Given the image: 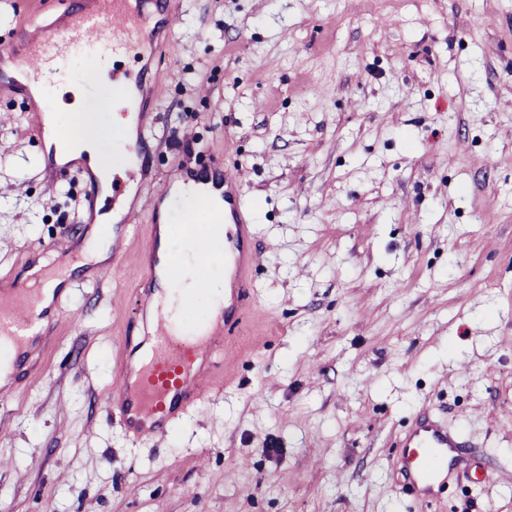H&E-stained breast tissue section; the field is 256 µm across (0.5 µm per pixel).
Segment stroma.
Listing matches in <instances>:
<instances>
[{
	"label": "stroma",
	"instance_id": "obj_1",
	"mask_svg": "<svg viewBox=\"0 0 512 512\" xmlns=\"http://www.w3.org/2000/svg\"><path fill=\"white\" fill-rule=\"evenodd\" d=\"M73 0H0V48ZM152 183L117 262L70 278L0 400V512H512V0H174ZM30 102L0 91V279L89 232ZM238 170L262 262L224 386L133 441L107 395L156 182ZM426 407L498 480L427 508L397 443Z\"/></svg>",
	"mask_w": 512,
	"mask_h": 512
}]
</instances>
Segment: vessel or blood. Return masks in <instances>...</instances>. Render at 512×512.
Wrapping results in <instances>:
<instances>
[{
  "label": "vessel or blood",
  "mask_w": 512,
  "mask_h": 512,
  "mask_svg": "<svg viewBox=\"0 0 512 512\" xmlns=\"http://www.w3.org/2000/svg\"><path fill=\"white\" fill-rule=\"evenodd\" d=\"M175 19L171 0H78L77 9L63 10L38 30L19 32L14 44L0 49V84L31 94L76 47L97 50L96 67L108 58L141 60L157 40L172 36ZM94 94L104 113L111 112L113 97L137 102L136 128L141 131L160 88L149 84L145 71L116 68ZM210 176L224 188V236L212 247L224 254L230 293L218 313H205L192 323L173 313L159 315L160 233L152 231L140 266L132 272L140 340L125 346L111 396L124 431L136 441L165 435L173 421L222 387L224 365L217 357L252 309L258 251L240 180L226 167ZM40 301V289L25 284L0 289V352L11 349L13 369L25 374L36 368L32 347L39 327L47 323ZM463 448L455 431L427 409H418L401 440L400 456L404 480L420 502L433 499L457 477Z\"/></svg>",
  "instance_id": "vessel-or-blood-1"
}]
</instances>
